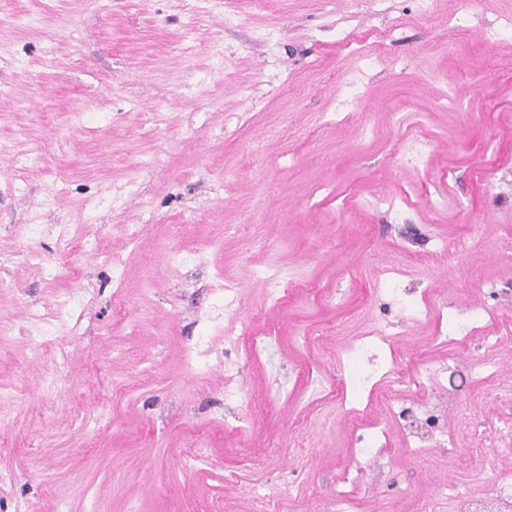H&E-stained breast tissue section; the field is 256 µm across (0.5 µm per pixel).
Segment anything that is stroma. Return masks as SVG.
<instances>
[{"mask_svg": "<svg viewBox=\"0 0 512 512\" xmlns=\"http://www.w3.org/2000/svg\"><path fill=\"white\" fill-rule=\"evenodd\" d=\"M336 2L0 0V470L12 474L0 512H255L257 487L277 512H325L351 462L330 397L344 349L384 322L407 345L406 368L441 352L372 290L380 267L435 235L473 232L480 265L465 278L417 268L407 290L467 304L479 280L497 282L490 305L512 326V255L492 251L512 237V70L499 66L512 39L478 37L512 0H478L460 38L414 19L411 0ZM341 10L360 29L393 30L387 64L357 72L334 36ZM267 22L277 41L256 38ZM349 80L364 85L363 103L319 131ZM442 84L465 109L426 125L434 149L418 168H395L392 144L360 146L396 90L418 118ZM282 120L287 135L268 134ZM425 184L445 207L417 202ZM399 185L413 203L396 219L372 195ZM27 224L44 232L26 246ZM61 224L75 237L55 264ZM171 249L198 258L167 276ZM112 252L129 257L120 311L101 260ZM267 260L288 276L284 305L250 275ZM221 275L240 285L223 322L251 321L261 339L235 371L213 319ZM70 292L83 298L78 337L34 348L30 308L53 310ZM189 353L209 371H189ZM62 363L71 382L59 393L46 378ZM453 388L465 409L448 415L454 440L422 465L397 451L364 463L358 496L383 503L481 480L489 450L470 440L491 438L512 409L488 386ZM194 440L205 448L196 470L178 454Z\"/></svg>", "mask_w": 512, "mask_h": 512, "instance_id": "obj_1", "label": "stroma"}]
</instances>
